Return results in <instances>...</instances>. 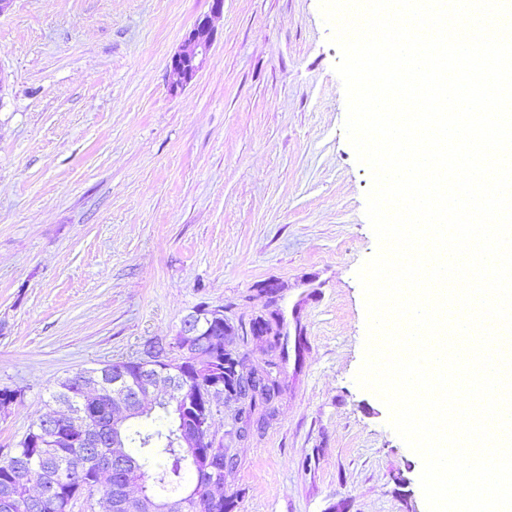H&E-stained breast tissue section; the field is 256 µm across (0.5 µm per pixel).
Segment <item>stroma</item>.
<instances>
[{
    "instance_id": "stroma-1",
    "label": "stroma",
    "mask_w": 512,
    "mask_h": 512,
    "mask_svg": "<svg viewBox=\"0 0 512 512\" xmlns=\"http://www.w3.org/2000/svg\"><path fill=\"white\" fill-rule=\"evenodd\" d=\"M211 0H11L0 14V456L54 384L172 337L200 303L232 325L279 285L275 416L226 443L232 512H427L421 458L361 388L358 268L377 250L320 0H224L203 67L173 54Z\"/></svg>"
}]
</instances>
